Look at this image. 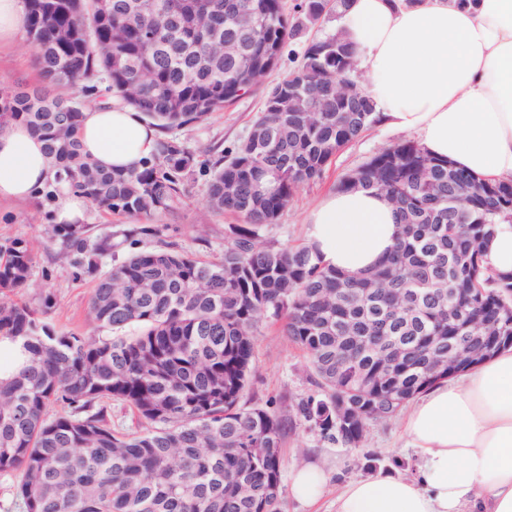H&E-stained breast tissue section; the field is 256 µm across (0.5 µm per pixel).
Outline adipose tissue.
Returning <instances> with one entry per match:
<instances>
[{"instance_id": "obj_1", "label": "adipose tissue", "mask_w": 512, "mask_h": 512, "mask_svg": "<svg viewBox=\"0 0 512 512\" xmlns=\"http://www.w3.org/2000/svg\"><path fill=\"white\" fill-rule=\"evenodd\" d=\"M338 25L381 125L479 181L512 180V0H349ZM79 139L86 157L125 172L155 153L160 133L115 103L85 108ZM53 177L36 132L0 128V203L37 198ZM307 224L313 256L347 275L373 271L399 233L392 203L362 187L330 192ZM402 428L416 475L349 482L331 512H512V348L420 395ZM330 481L325 467L301 465L291 493L311 503Z\"/></svg>"}]
</instances>
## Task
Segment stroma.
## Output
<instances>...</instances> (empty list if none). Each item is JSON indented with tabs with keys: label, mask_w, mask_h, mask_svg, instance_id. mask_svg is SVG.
<instances>
[{
	"label": "stroma",
	"mask_w": 512,
	"mask_h": 512,
	"mask_svg": "<svg viewBox=\"0 0 512 512\" xmlns=\"http://www.w3.org/2000/svg\"><path fill=\"white\" fill-rule=\"evenodd\" d=\"M335 27L336 22L332 19L306 26L301 34L288 39L277 69L250 93L222 111L173 130V137L195 151L196 171L188 183L183 204L150 219L152 234L138 236L136 243H129L123 231L132 227V219L113 224L106 215L91 210L85 220L90 240L95 242L110 236L113 252L119 257L133 246L150 250L170 245L188 250L203 260L219 259L230 235V225L239 223L240 218L209 210L204 171L214 161L217 150H224L228 155L235 152L260 114L267 90L301 63L304 49L312 38ZM41 84L28 41H20L0 53V87L29 89ZM403 139L402 133L381 125L370 127L333 158L319 179L296 190L287 208L263 231V241L288 245L305 242L304 219L308 211L326 193L335 190L343 177L360 168L379 151ZM47 231L48 223L37 203L0 205V243L22 238L31 242L35 249L31 280L21 294L22 300L36 309L42 295L53 294L56 305L48 318L57 328L78 334L93 333L87 313L96 278L88 273L76 274L71 266L57 259L55 249L48 246ZM317 391L307 356L289 341L280 323L263 320L256 336L255 358L243 393V404L262 405L271 400L280 412H290L296 402ZM398 432L399 422L395 419L371 425L361 450L357 451L322 441L316 431L297 424L286 438L282 471L290 473L293 467L305 462L326 464L332 471L330 486L334 489L380 471L397 469L404 475L413 474L416 457L412 449L403 447Z\"/></svg>",
	"instance_id": "stroma-1"
}]
</instances>
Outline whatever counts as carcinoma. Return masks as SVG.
<instances>
[{"instance_id":"carcinoma-1","label":"carcinoma","mask_w":512,"mask_h":512,"mask_svg":"<svg viewBox=\"0 0 512 512\" xmlns=\"http://www.w3.org/2000/svg\"><path fill=\"white\" fill-rule=\"evenodd\" d=\"M27 0V31H36L35 64L43 79L86 97L110 94L164 129L188 126L239 99L274 70L287 39L304 23L341 15L347 0H304L303 20L291 21L282 0H181L179 52L148 48L145 35L163 24L154 12L105 15L95 0ZM244 7L254 24L250 50L237 61L215 59L198 30L205 8L224 18ZM356 68L342 32L307 45L300 67L274 86L277 111H261L256 131L282 122L281 142L251 134L229 159L209 168L207 200L217 213L245 219L230 227L221 261H200L171 248L134 252L101 271L110 237L90 243L83 224H53L49 242L79 273L98 274L91 321L110 336L57 330L44 315L14 300L32 275L29 242L0 245V341L21 345L26 360L0 380V478L13 480L20 512H282V448L288 417L270 406L243 407L261 319L282 322L289 340L309 358L320 389L302 398L296 414L320 438L357 448L373 422L397 416L418 394L467 364L438 375L430 361L448 355V337L466 321L491 319L469 339L478 362L512 347V276L484 264L482 247L500 223L512 220V183H482L414 140L374 156L360 186L404 195L400 233L389 258L367 277H348L314 260L305 246L263 244L260 232L287 207L297 188L322 176L350 142L377 123L363 96L356 123L336 98V68ZM153 67L151 85L138 73ZM290 85L321 89L317 99ZM72 105L58 112V104ZM82 103L40 88H0V124L19 121L42 136L55 159V180L38 201L49 214L58 185L86 197L91 208L150 219L176 208L194 174L196 154L164 138L139 170L107 171L82 155ZM460 174L471 182L457 200ZM419 279L446 283L452 296L398 307L399 292ZM353 336L410 341L407 362L392 348L360 352ZM135 409L146 428L112 427L107 405ZM61 406L52 414L50 408Z\"/></svg>"}]
</instances>
